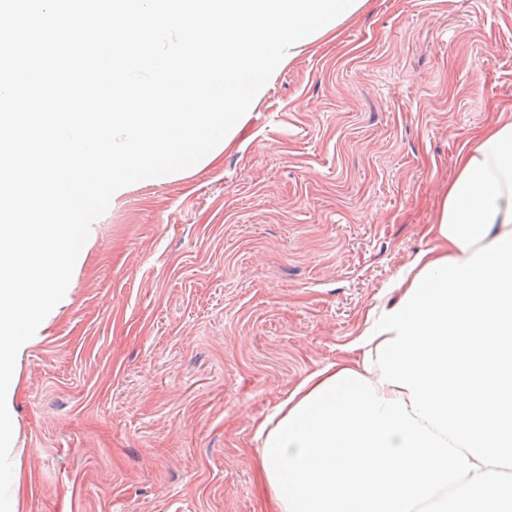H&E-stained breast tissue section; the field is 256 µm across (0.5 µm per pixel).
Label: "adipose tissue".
<instances>
[{
  "label": "adipose tissue",
  "instance_id": "1",
  "mask_svg": "<svg viewBox=\"0 0 512 512\" xmlns=\"http://www.w3.org/2000/svg\"><path fill=\"white\" fill-rule=\"evenodd\" d=\"M456 162L431 247L366 311L345 357L257 421L277 512L512 506V105Z\"/></svg>",
  "mask_w": 512,
  "mask_h": 512
}]
</instances>
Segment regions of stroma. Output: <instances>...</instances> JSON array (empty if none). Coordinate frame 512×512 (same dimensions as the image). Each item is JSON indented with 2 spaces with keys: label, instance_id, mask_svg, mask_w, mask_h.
Masks as SVG:
<instances>
[{
  "label": "stroma",
  "instance_id": "35a3bbf8",
  "mask_svg": "<svg viewBox=\"0 0 512 512\" xmlns=\"http://www.w3.org/2000/svg\"><path fill=\"white\" fill-rule=\"evenodd\" d=\"M512 102V0H366L246 132L98 218L20 363L18 512H272L253 423L335 361Z\"/></svg>",
  "mask_w": 512,
  "mask_h": 512
}]
</instances>
